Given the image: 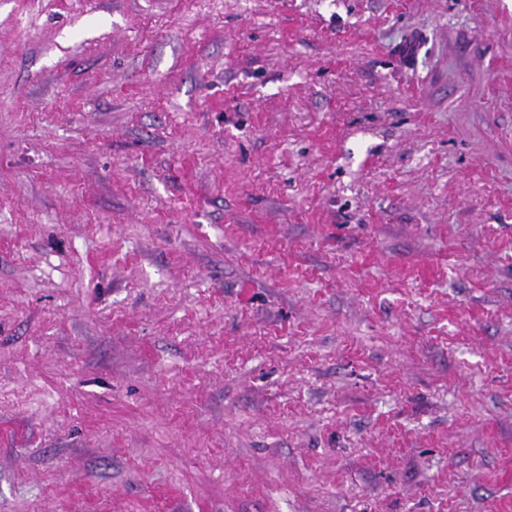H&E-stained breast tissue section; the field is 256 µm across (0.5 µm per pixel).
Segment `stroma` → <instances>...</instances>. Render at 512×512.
<instances>
[{"label": "stroma", "mask_w": 512, "mask_h": 512, "mask_svg": "<svg viewBox=\"0 0 512 512\" xmlns=\"http://www.w3.org/2000/svg\"><path fill=\"white\" fill-rule=\"evenodd\" d=\"M0 512H512V0H0Z\"/></svg>", "instance_id": "35a3bbf8"}]
</instances>
